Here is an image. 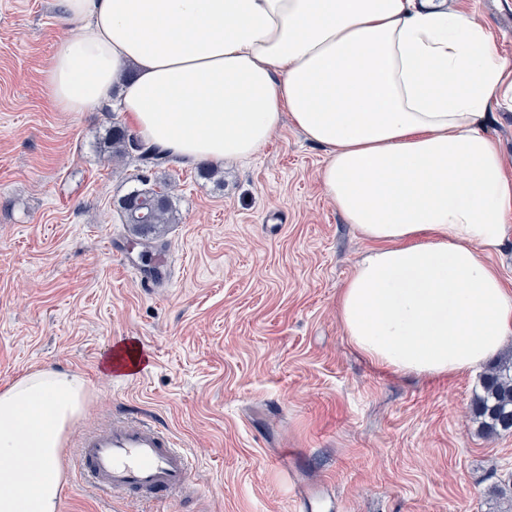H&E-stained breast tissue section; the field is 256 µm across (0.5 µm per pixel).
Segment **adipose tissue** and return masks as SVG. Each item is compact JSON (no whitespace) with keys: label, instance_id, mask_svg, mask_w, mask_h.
<instances>
[{"label":"adipose tissue","instance_id":"obj_1","mask_svg":"<svg viewBox=\"0 0 512 512\" xmlns=\"http://www.w3.org/2000/svg\"><path fill=\"white\" fill-rule=\"evenodd\" d=\"M63 2L78 24L48 71L63 110L119 95L186 165L249 159L286 121L323 149L322 189L369 244L336 306L370 362L452 376L512 337V292L487 262L512 221L488 133L512 62L459 0ZM85 396L52 369L0 390V512H58Z\"/></svg>","mask_w":512,"mask_h":512}]
</instances>
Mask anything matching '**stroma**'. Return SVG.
Here are the masks:
<instances>
[{"mask_svg": "<svg viewBox=\"0 0 512 512\" xmlns=\"http://www.w3.org/2000/svg\"><path fill=\"white\" fill-rule=\"evenodd\" d=\"M512 61V0H462ZM74 26L58 0H0V389L45 369L87 384L61 448L59 512H505L512 431L468 415L482 372L403 375L345 335L336 295L368 248L324 195L322 148L290 123L219 180L165 158L180 221L151 245L118 198L142 170L98 146L119 109L62 111L46 71ZM150 363L113 377L114 343ZM146 417L193 459L183 503L103 496L74 479L80 436Z\"/></svg>", "mask_w": 512, "mask_h": 512, "instance_id": "1", "label": "stroma"}]
</instances>
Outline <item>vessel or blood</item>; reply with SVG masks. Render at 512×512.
<instances>
[{
    "label": "vessel or blood",
    "mask_w": 512,
    "mask_h": 512,
    "mask_svg": "<svg viewBox=\"0 0 512 512\" xmlns=\"http://www.w3.org/2000/svg\"><path fill=\"white\" fill-rule=\"evenodd\" d=\"M114 375L120 376L142 349L122 344L113 350ZM77 466L87 484L106 495L134 494L143 499L190 494L192 458L172 436L147 419H117L87 431L79 442Z\"/></svg>",
    "instance_id": "obj_1"
}]
</instances>
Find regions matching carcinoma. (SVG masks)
Segmentation results:
<instances>
[{"label": "carcinoma", "mask_w": 512, "mask_h": 512, "mask_svg": "<svg viewBox=\"0 0 512 512\" xmlns=\"http://www.w3.org/2000/svg\"><path fill=\"white\" fill-rule=\"evenodd\" d=\"M105 153L116 158L136 156L148 166L159 159L156 148L146 146L126 127L114 122L103 142ZM123 223L141 241L162 237L169 225L178 223V213L166 185L137 175L130 190L117 200ZM470 413L482 431L512 430V361L490 367L483 378L482 393L474 396Z\"/></svg>", "instance_id": "obj_1"}]
</instances>
